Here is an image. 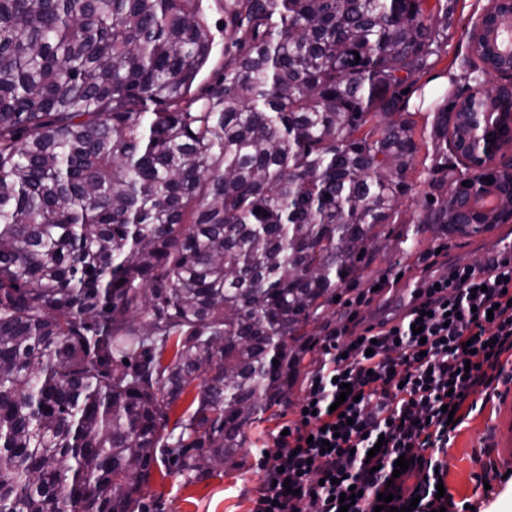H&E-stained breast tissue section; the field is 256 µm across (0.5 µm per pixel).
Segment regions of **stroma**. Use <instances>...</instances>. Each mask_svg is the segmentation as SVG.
<instances>
[{"mask_svg": "<svg viewBox=\"0 0 512 512\" xmlns=\"http://www.w3.org/2000/svg\"><path fill=\"white\" fill-rule=\"evenodd\" d=\"M487 5L488 0H458L454 23L448 32V50L436 65V72L457 74L460 60L471 54L466 32L476 25ZM510 235L512 221L472 237L437 239L430 233H421L416 236L410 254L401 259L400 283L388 284L372 302L361 307L356 304L357 289H343L338 302L326 307L319 320L306 328L308 348L288 403L271 408L247 428L245 448L236 466L193 483L175 473L164 475L153 470L144 500L146 512H250L264 480V473L257 466L259 450L270 445L273 435L295 419L306 388L305 377L318 362L319 343L340 316L355 309L369 323L395 320L404 310L400 284L415 287L420 280L440 276L448 267L480 264L499 237ZM497 406L498 401L493 398L466 412L446 455L449 492L455 501L479 505L481 512H512V479L500 477L497 465L490 459L489 435Z\"/></svg>", "mask_w": 512, "mask_h": 512, "instance_id": "1", "label": "stroma"}]
</instances>
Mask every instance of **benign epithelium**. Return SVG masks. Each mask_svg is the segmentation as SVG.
I'll use <instances>...</instances> for the list:
<instances>
[{
    "instance_id": "7a95c632",
    "label": "benign epithelium",
    "mask_w": 512,
    "mask_h": 512,
    "mask_svg": "<svg viewBox=\"0 0 512 512\" xmlns=\"http://www.w3.org/2000/svg\"><path fill=\"white\" fill-rule=\"evenodd\" d=\"M476 31L490 56H507L509 67L495 72L500 83L488 91L480 83L472 92L474 100L482 105L481 112H466L456 122L453 137L459 152L467 156V163L475 171V178L462 191L452 194V207L463 206L471 217L470 224L489 231L494 225L512 217V210L503 213L499 207L505 196H512V139L489 138L488 132L507 122L512 127V113L496 111L503 86L512 88V0H490L480 17Z\"/></svg>"
}]
</instances>
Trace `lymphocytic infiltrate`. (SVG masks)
Here are the masks:
<instances>
[{"mask_svg": "<svg viewBox=\"0 0 512 512\" xmlns=\"http://www.w3.org/2000/svg\"><path fill=\"white\" fill-rule=\"evenodd\" d=\"M320 353L302 414L258 458L264 485L252 512H338L352 490L348 512H374L384 492L397 508L458 512L452 495L437 493L443 455L468 397L497 388L512 359V253L422 280L395 323L345 314ZM345 383L353 396L343 400ZM402 457L410 466L399 473Z\"/></svg>", "mask_w": 512, "mask_h": 512, "instance_id": "f902f5d3", "label": "lymphocytic infiltrate"}]
</instances>
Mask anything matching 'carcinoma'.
I'll return each instance as SVG.
<instances>
[{"label": "carcinoma", "instance_id": "obj_1", "mask_svg": "<svg viewBox=\"0 0 512 512\" xmlns=\"http://www.w3.org/2000/svg\"><path fill=\"white\" fill-rule=\"evenodd\" d=\"M203 2L0 0V512H136L159 454L235 466L319 311L465 220L455 101L395 223L456 0H216L217 60ZM426 152V147L423 145L422 149L419 153L417 163H416V171L409 174L408 182L412 184V190L409 193L408 197H405L402 205L399 207V221L400 222H410L411 228H413L414 222H416V217L419 214L422 205L425 203L426 193L430 190L428 188V182H424V178L419 179V174L422 169L421 161Z\"/></svg>", "mask_w": 512, "mask_h": 512}]
</instances>
